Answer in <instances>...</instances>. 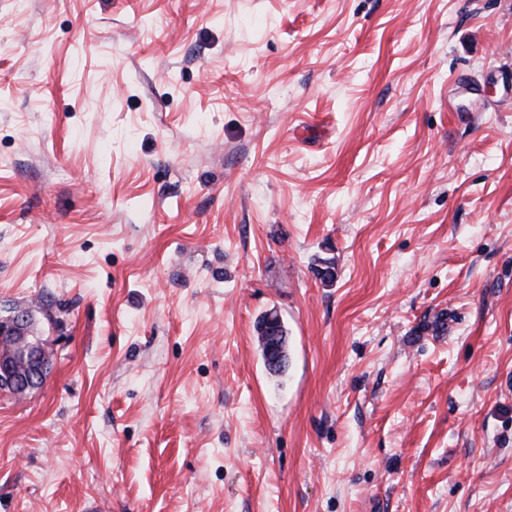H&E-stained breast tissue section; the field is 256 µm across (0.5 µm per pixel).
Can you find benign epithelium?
Instances as JSON below:
<instances>
[{
    "instance_id": "7a95c632",
    "label": "benign epithelium",
    "mask_w": 512,
    "mask_h": 512,
    "mask_svg": "<svg viewBox=\"0 0 512 512\" xmlns=\"http://www.w3.org/2000/svg\"><path fill=\"white\" fill-rule=\"evenodd\" d=\"M281 326V317L275 311L267 312L259 325L271 370L277 372L285 369L288 359L280 341ZM50 369V356L32 332L28 316L17 312L0 317V391L23 396L39 387Z\"/></svg>"
}]
</instances>
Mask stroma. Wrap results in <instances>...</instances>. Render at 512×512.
<instances>
[{"label": "stroma", "mask_w": 512, "mask_h": 512, "mask_svg": "<svg viewBox=\"0 0 512 512\" xmlns=\"http://www.w3.org/2000/svg\"><path fill=\"white\" fill-rule=\"evenodd\" d=\"M14 310L0 512H512V0H0ZM282 320L276 311L267 312L259 325V334L266 343V356L271 362V370L282 372L287 363V349L282 347L280 329ZM51 369L48 352L32 332L24 312L0 317V391L26 395L39 387Z\"/></svg>", "instance_id": "35a3bbf8"}]
</instances>
